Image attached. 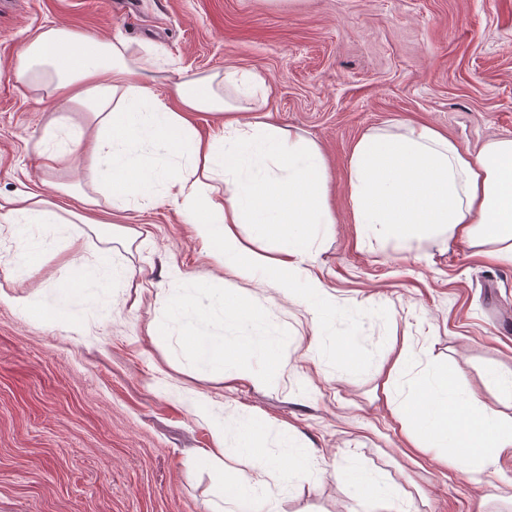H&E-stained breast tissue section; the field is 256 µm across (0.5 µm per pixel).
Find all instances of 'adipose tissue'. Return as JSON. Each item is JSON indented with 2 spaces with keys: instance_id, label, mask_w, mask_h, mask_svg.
Listing matches in <instances>:
<instances>
[{
  "instance_id": "obj_1",
  "label": "adipose tissue",
  "mask_w": 512,
  "mask_h": 512,
  "mask_svg": "<svg viewBox=\"0 0 512 512\" xmlns=\"http://www.w3.org/2000/svg\"><path fill=\"white\" fill-rule=\"evenodd\" d=\"M153 66L152 52L136 54L126 41L95 40L61 27L40 31L21 49L16 81L46 86L64 109L49 119L40 143L44 170L67 167L77 150L87 159L86 190L79 195L84 211L75 219L34 193L0 201V230L15 243L23 273L38 271L44 258L64 257L72 277L55 289L59 308L93 282L124 276L108 254L86 265V243L72 225L90 223L85 210L95 194L122 208L157 185L208 256L251 283L287 292L319 330L335 306L306 260L321 232L336 222L321 148L257 115H242L224 95L226 86L236 85L235 74L179 71L169 77L163 98L154 90ZM196 112L221 116L223 136L199 137L191 120ZM347 182L361 241L442 237L512 264V138H492L471 154L423 124L404 125L399 133L369 131L352 149ZM242 227L258 250L242 246ZM267 243L275 244V255L261 253ZM383 394L412 445L437 450L442 462L481 474L512 452V419L478 403L438 367L408 379L403 359H396ZM262 433L249 413L233 426L212 427L217 447L230 442L246 451L254 470L244 480L228 478L224 512H241L247 504L256 512H281L266 493L267 479L286 481L314 464L313 456L299 453L294 433L280 432L275 453L263 445ZM348 476L355 497L373 512H411V498L377 474L352 466Z\"/></svg>"
}]
</instances>
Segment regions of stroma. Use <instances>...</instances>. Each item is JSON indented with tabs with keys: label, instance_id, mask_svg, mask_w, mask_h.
<instances>
[{
	"label": "stroma",
	"instance_id": "obj_1",
	"mask_svg": "<svg viewBox=\"0 0 512 512\" xmlns=\"http://www.w3.org/2000/svg\"><path fill=\"white\" fill-rule=\"evenodd\" d=\"M72 32L150 49L162 72L233 71L263 80L256 97L271 123L313 140L329 172L337 222L308 260L336 300L322 343L309 351V316L283 293L249 285L207 257L192 227L158 195L114 209L85 231L86 259L116 248L129 280L75 293L69 315L51 312L53 287L70 274L60 259L17 273L0 237V287L33 311L0 304V512H218L227 475H252L248 458L206 456L211 426L249 411L298 431L325 460L292 482L270 481L283 512H362L341 477L348 463L382 475L417 512H512V486L412 448L388 414V361L433 363L479 403L512 417L489 370L512 371V265L473 256L468 243L427 239L360 242L347 167L359 137L397 123L441 130L461 151L512 137V0H9L0 8V196L62 200L86 160L45 172L44 126L60 108L13 70L38 31ZM138 238L112 243L109 225ZM178 263L216 285L249 288L275 326L289 331L288 378L265 388L191 366L176 342L149 335L172 295Z\"/></svg>",
	"mask_w": 512,
	"mask_h": 512
}]
</instances>
